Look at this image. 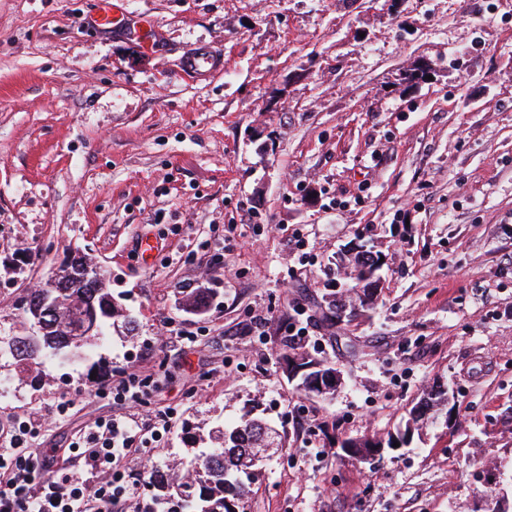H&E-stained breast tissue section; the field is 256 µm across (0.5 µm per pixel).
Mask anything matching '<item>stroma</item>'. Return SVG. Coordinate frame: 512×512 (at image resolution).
<instances>
[{
    "label": "stroma",
    "mask_w": 512,
    "mask_h": 512,
    "mask_svg": "<svg viewBox=\"0 0 512 512\" xmlns=\"http://www.w3.org/2000/svg\"><path fill=\"white\" fill-rule=\"evenodd\" d=\"M98 4L0 0V335L75 247L138 328L22 378L0 357V449L30 417L34 447L62 449L118 413L103 358L172 413L146 464L248 412L284 435L240 512H512V0H123L115 29ZM203 47L224 67L200 82L181 63ZM423 59L430 78L396 84ZM361 245L378 306L328 332L324 269ZM191 286L204 314L181 308ZM297 304L313 334L293 345ZM166 321L196 342L161 343ZM287 352L336 367L334 395L298 390ZM436 383L454 399L410 445L340 451L404 428Z\"/></svg>",
    "instance_id": "stroma-1"
}]
</instances>
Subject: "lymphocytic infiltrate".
<instances>
[{"label": "lymphocytic infiltrate", "instance_id": "lymphocytic-infiltrate-1", "mask_svg": "<svg viewBox=\"0 0 512 512\" xmlns=\"http://www.w3.org/2000/svg\"><path fill=\"white\" fill-rule=\"evenodd\" d=\"M132 379L123 371L112 383V399L124 414L97 420L79 434L80 469L62 471L52 453L33 468L30 448L38 425L22 421L13 428L11 454L0 455V512H110L114 505L136 502L145 484L132 476L134 455L161 438L163 423L128 413L140 401L131 391Z\"/></svg>", "mask_w": 512, "mask_h": 512}]
</instances>
